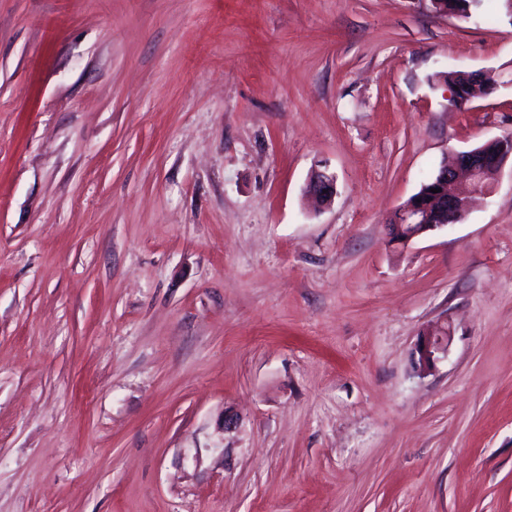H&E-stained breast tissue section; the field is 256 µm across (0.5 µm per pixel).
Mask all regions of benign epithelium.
<instances>
[{
  "instance_id": "1",
  "label": "benign epithelium",
  "mask_w": 512,
  "mask_h": 512,
  "mask_svg": "<svg viewBox=\"0 0 512 512\" xmlns=\"http://www.w3.org/2000/svg\"><path fill=\"white\" fill-rule=\"evenodd\" d=\"M453 157L454 164H443L439 174V221L434 224L426 223L428 206L421 199L406 202L396 211L395 228L399 233L402 226L409 225L413 227V231L403 239H396V242L405 245L429 231L463 221L474 196L489 193L493 186V183L485 181V173L491 170L493 175H498L505 162L512 158V148L505 146L496 155L489 156L478 146L455 152ZM308 188L318 202L329 205L336 196V178L326 170L317 169L311 174ZM451 335V327L444 326L421 341L416 349L418 366L424 370L431 369L439 356L448 352Z\"/></svg>"
}]
</instances>
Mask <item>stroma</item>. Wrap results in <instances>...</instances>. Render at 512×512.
<instances>
[{"mask_svg":"<svg viewBox=\"0 0 512 512\" xmlns=\"http://www.w3.org/2000/svg\"><path fill=\"white\" fill-rule=\"evenodd\" d=\"M506 135L502 0H0V512H512ZM474 74V76H473ZM444 82L449 87H456L459 89V99L454 101H448L450 105L455 107H462L466 103L474 97H476L477 92L484 93V86L474 80L478 81H487L489 78L494 80V88H499L503 83L499 81L498 72L494 70H481L476 73L460 71V70H451L445 73L443 76ZM474 77V78H473ZM478 84V88L475 86ZM501 145L500 141H488L480 145L486 146L485 151L487 153H497L494 156L485 154L480 146L466 151L454 152V164L450 167H448L449 161H447V164H443L442 170L441 167L439 169V172L441 170L439 176L438 174L429 176L414 195H423L424 202L431 203L435 199V193L430 192V189H438L436 184L438 180V187L441 188V192L436 194L440 201L439 222L434 224L425 223L429 208L420 198L405 202L394 216L393 222H395L396 231L394 233L391 231L392 241L405 245L412 239L429 231L463 221L474 196L488 194L503 165L509 158H512V146L508 149L507 145L504 144L500 151ZM488 170L493 171L491 182L485 181V173ZM404 225L415 226V230L404 239H399L404 235H399L398 239H394V236L402 231ZM308 188L318 202L330 205L336 196V178L327 170L316 169L311 174ZM323 190H327V193H323ZM451 327L448 325L438 327L421 341L416 349L418 354V366L423 370H429L435 365L440 356L448 352V343L451 340Z\"/></svg>","mask_w":512,"mask_h":512,"instance_id":"35a3bbf8","label":"stroma"}]
</instances>
